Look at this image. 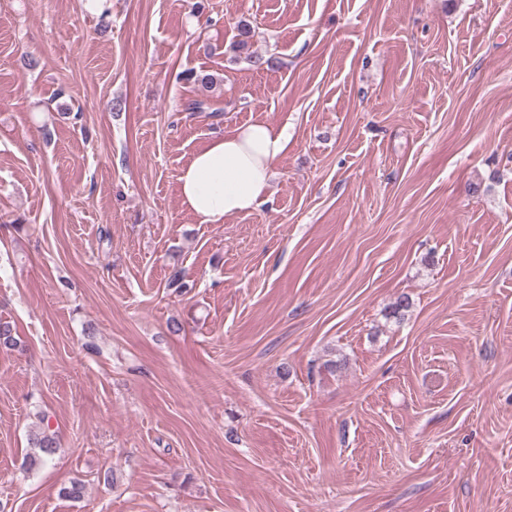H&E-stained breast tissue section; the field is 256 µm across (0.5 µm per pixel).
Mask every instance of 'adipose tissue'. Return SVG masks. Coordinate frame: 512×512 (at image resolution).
I'll list each match as a JSON object with an SVG mask.
<instances>
[{
  "label": "adipose tissue",
  "instance_id": "1",
  "mask_svg": "<svg viewBox=\"0 0 512 512\" xmlns=\"http://www.w3.org/2000/svg\"><path fill=\"white\" fill-rule=\"evenodd\" d=\"M289 143L287 128L263 122L239 125L214 139L178 177L183 204L202 224L255 210L266 202L274 166Z\"/></svg>",
  "mask_w": 512,
  "mask_h": 512
}]
</instances>
